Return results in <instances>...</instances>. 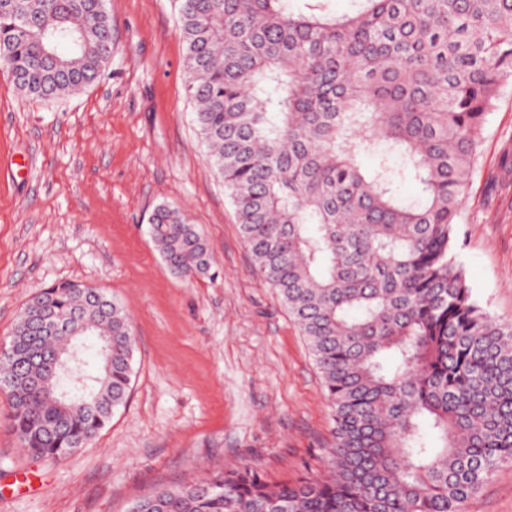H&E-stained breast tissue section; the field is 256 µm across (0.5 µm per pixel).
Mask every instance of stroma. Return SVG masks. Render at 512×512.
<instances>
[{"label": "stroma", "instance_id": "stroma-1", "mask_svg": "<svg viewBox=\"0 0 512 512\" xmlns=\"http://www.w3.org/2000/svg\"><path fill=\"white\" fill-rule=\"evenodd\" d=\"M115 46L86 90L44 102L0 72V344L52 285L126 310V403L62 463L29 455L0 389V512H127L160 484L247 464L270 483L325 474L333 422L306 342L245 247L193 123L173 0H107ZM180 209L213 273L187 279L149 232ZM451 254L477 303L512 321V84L487 117ZM464 512H512V466Z\"/></svg>", "mask_w": 512, "mask_h": 512}]
</instances>
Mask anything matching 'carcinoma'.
<instances>
[{"instance_id": "1", "label": "carcinoma", "mask_w": 512, "mask_h": 512, "mask_svg": "<svg viewBox=\"0 0 512 512\" xmlns=\"http://www.w3.org/2000/svg\"><path fill=\"white\" fill-rule=\"evenodd\" d=\"M288 2L176 0L178 31L211 166L322 377L328 475L271 484L245 466L161 486L129 512H463L512 464V323L477 304L449 256L487 116L512 82V0H351L341 15ZM112 47L106 0H0V70L26 96L91 86ZM150 231L174 273L210 274L180 210L158 207ZM25 309L33 328L0 352V388L21 449L63 462L125 402L134 336L83 284ZM42 311L73 320L49 329ZM74 350L69 397L36 390Z\"/></svg>"}]
</instances>
